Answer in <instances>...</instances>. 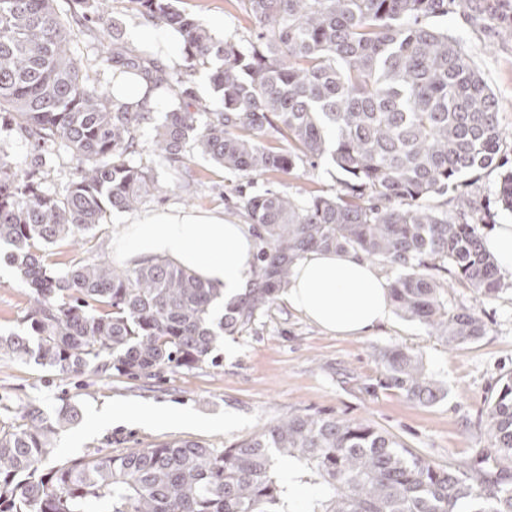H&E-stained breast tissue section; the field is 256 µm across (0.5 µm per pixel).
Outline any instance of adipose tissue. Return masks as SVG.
<instances>
[{
	"mask_svg": "<svg viewBox=\"0 0 512 512\" xmlns=\"http://www.w3.org/2000/svg\"><path fill=\"white\" fill-rule=\"evenodd\" d=\"M127 260L164 257L210 280L225 298L252 286L254 240L244 224L193 211L156 210L143 214L117 247ZM288 305L326 332L364 336L388 322L389 291L376 269L351 251H315L301 260L282 293ZM118 424L190 425L191 415L176 408L114 406Z\"/></svg>",
	"mask_w": 512,
	"mask_h": 512,
	"instance_id": "1",
	"label": "adipose tissue"
}]
</instances>
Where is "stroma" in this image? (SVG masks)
<instances>
[{
    "label": "stroma",
    "instance_id": "stroma-1",
    "mask_svg": "<svg viewBox=\"0 0 512 512\" xmlns=\"http://www.w3.org/2000/svg\"><path fill=\"white\" fill-rule=\"evenodd\" d=\"M177 6L217 35L250 37L252 25L239 0H178ZM437 24L460 39L494 92L508 133L502 152L512 159V28L476 23L459 14L439 18ZM500 175V168L491 166L464 178V191L477 195L489 208L488 223L479 227L484 236L492 225L512 224V213L503 211L497 201ZM188 181L189 189L176 188L148 199L143 210L211 212L244 224L248 217L235 206L237 186L250 183L258 190L271 188L304 197L330 195L339 188L336 170L324 165L307 176L271 174L251 182L196 154L189 163ZM139 213L113 212L106 224L87 234L82 249L64 239L49 245L45 257L60 269L72 260L99 256L124 266L115 244ZM9 251V246L0 247L1 334L21 328L28 308L27 290L7 259ZM501 282V291L491 299L467 288L449 289L450 307L480 312L486 324L477 341L454 349L431 336L423 324L397 314L369 335L336 336L278 299L249 326L221 339L220 365L167 371L159 381H134L116 374L108 378L89 371L59 374L1 358L0 405L8 406L15 422L33 406L48 415L62 402L77 405L79 424L55 441L65 458L176 440L225 448L264 424L307 411L370 423L396 436L413 454L443 467L487 468L494 464V453L485 432V409L502 378L512 374V273H502ZM391 347L418 352L447 396L421 406L387 386L378 357ZM116 402L167 405L193 415L196 422L155 427L115 424L108 414Z\"/></svg>",
    "mask_w": 512,
    "mask_h": 512
}]
</instances>
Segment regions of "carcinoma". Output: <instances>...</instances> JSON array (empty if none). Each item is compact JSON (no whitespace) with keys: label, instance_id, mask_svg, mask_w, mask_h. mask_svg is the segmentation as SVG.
<instances>
[{"label":"carcinoma","instance_id":"1","mask_svg":"<svg viewBox=\"0 0 512 512\" xmlns=\"http://www.w3.org/2000/svg\"><path fill=\"white\" fill-rule=\"evenodd\" d=\"M0 0V121L34 151L25 169L0 155V243L28 289L24 327L0 334V355L62 374L117 371L153 379L170 368L216 365L218 339L251 323L315 250H344L399 267L390 282L398 313L450 348L486 331L474 310L448 307L441 271L484 297L502 287L477 225L486 208L462 193V177L493 165L505 138L498 101L460 40L432 19L452 13L512 24L509 0H246L258 29L244 46L219 37L175 0H127L129 10L182 39L186 65L169 67L160 44L99 43L76 58L73 25L108 0ZM212 95L197 96L196 69ZM139 78L164 90L165 116L149 144L139 129L152 109L116 104L101 75ZM58 147L77 171L62 195L42 167ZM150 149L173 173L186 149L226 171L304 175L321 163L342 175L333 195L266 189L238 195L262 247L252 287L230 301L170 261L126 268L80 258L63 271L43 249L77 242L113 211L139 209L162 185L133 162ZM456 196L457 213L424 201ZM498 199L512 213V170ZM388 386L409 401L445 396L422 357L393 347L379 358ZM0 420V512H512V482L489 470L443 468L368 423L296 412L225 448L191 440L118 454L59 458L55 439L78 424L62 403L50 416ZM485 427L500 460L512 462V375L488 401ZM319 494L296 507L295 489Z\"/></svg>","mask_w":512,"mask_h":512}]
</instances>
